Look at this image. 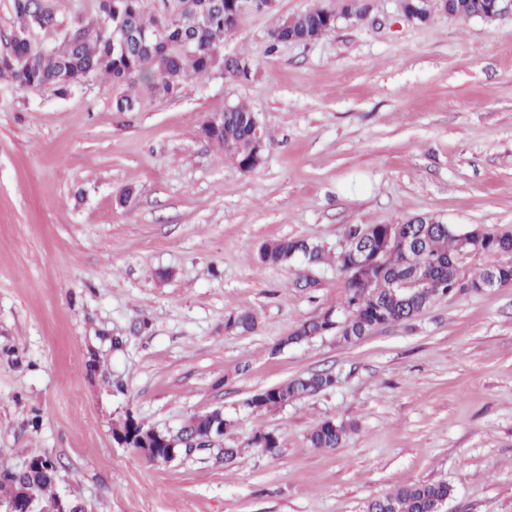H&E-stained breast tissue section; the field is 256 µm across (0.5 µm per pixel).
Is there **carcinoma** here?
<instances>
[{
    "label": "carcinoma",
    "mask_w": 512,
    "mask_h": 512,
    "mask_svg": "<svg viewBox=\"0 0 512 512\" xmlns=\"http://www.w3.org/2000/svg\"><path fill=\"white\" fill-rule=\"evenodd\" d=\"M13 11L19 20L15 32L31 33L50 30L57 24L53 0H12ZM99 21L90 29L79 25L67 32L69 40L57 48L45 49L32 38L11 40L10 48L0 53V79H8L17 88L53 85L60 91L98 75L130 90L138 82L159 93L173 95L183 82L192 76L211 73L210 55L221 51L224 36L234 32L238 22L226 16L238 14L245 0H161L175 22L164 26L163 14L145 0H96ZM450 13L461 18L491 20V0H446ZM123 15L128 24L123 43L113 23L115 14ZM330 10L317 8L297 15L290 27H276L268 36L269 47L280 43L306 42L309 37L333 25L328 20ZM166 29L164 39L156 41V33ZM187 37L193 38L191 51L181 49ZM224 78L238 82L252 80L256 68L247 58L224 59ZM223 120L216 126L201 127L203 135L224 147V155L239 169L251 171L264 159L266 147L255 150L254 113L244 104H233L221 113ZM402 228L410 241L395 239L394 224H351L346 229L345 249L365 251L361 271L348 274L343 252L336 253V266L345 275L344 299L316 318L305 320L282 341L284 346L300 344L316 336L334 332L345 343L360 340L379 326L408 321L439 296L453 292L457 274L465 284H481L491 272L500 275L501 285L512 284V231L487 234L479 253L488 264L471 275L465 268L464 248L459 232L448 224H408ZM303 257L307 263L324 262V249L305 239L267 241L257 251V260L266 265H280ZM256 317L247 311L231 313L224 319V329L249 333L256 329ZM337 377L331 372H313L269 387L251 397L258 410L280 408L304 395L336 386ZM225 419L210 413L190 417L174 436L205 438L219 430ZM348 429L342 422L324 420L313 429L309 442L314 448L331 449L341 446ZM253 445L269 455L278 453L279 443L270 432L259 431ZM58 477L57 466L25 475L22 470L0 469V499L11 500L19 492L20 482L33 485L37 494L53 498L52 488ZM446 481L423 482L398 488L368 501L365 512H441L451 497Z\"/></svg>",
    "instance_id": "carcinoma-1"
}]
</instances>
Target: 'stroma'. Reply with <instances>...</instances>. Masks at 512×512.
<instances>
[{"label": "stroma", "mask_w": 512, "mask_h": 512, "mask_svg": "<svg viewBox=\"0 0 512 512\" xmlns=\"http://www.w3.org/2000/svg\"><path fill=\"white\" fill-rule=\"evenodd\" d=\"M279 0L245 14L221 72L173 96L96 77L58 91L0 81V468L59 463L55 491L85 512H364L370 499L448 481L447 512H512V285L437 298L411 321L346 344L280 341L344 296L335 252L351 224L418 215L459 229L512 228V8L493 21L402 0ZM338 10L309 43L268 50L286 16ZM59 43L93 26L95 0H55ZM245 103L267 150L249 172L207 139V116ZM130 205H117L123 191ZM332 254L267 266L268 240ZM311 287H298L300 278ZM258 325L228 332V314ZM328 369L336 388L257 411L249 399ZM221 409L217 446L168 464L114 437L134 416L162 432ZM331 419L342 446L312 447ZM273 433L276 456L251 445ZM239 454L225 462L223 449ZM213 65L217 66L220 70H225L224 78L238 82H248L252 80L256 73V68L253 62L247 58L228 57L224 58V64L221 62V54H216L213 58ZM248 63L249 70L245 71L242 64Z\"/></svg>", "instance_id": "obj_1"}]
</instances>
